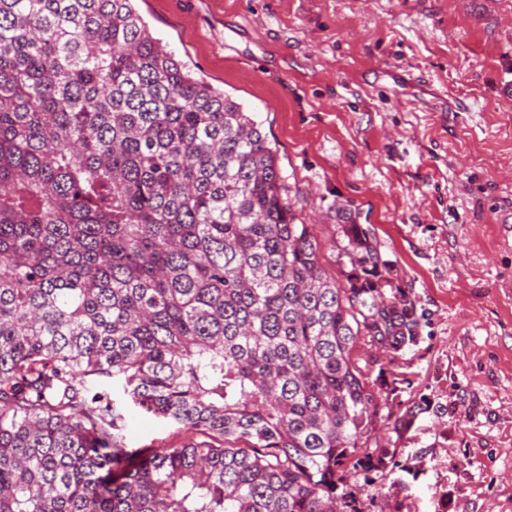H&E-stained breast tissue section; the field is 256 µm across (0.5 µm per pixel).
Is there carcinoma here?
I'll return each instance as SVG.
<instances>
[{
    "label": "carcinoma",
    "instance_id": "carcinoma-1",
    "mask_svg": "<svg viewBox=\"0 0 512 512\" xmlns=\"http://www.w3.org/2000/svg\"><path fill=\"white\" fill-rule=\"evenodd\" d=\"M340 229L336 278L133 0H0V512H360L421 316ZM125 410L200 438L129 448Z\"/></svg>",
    "mask_w": 512,
    "mask_h": 512
}]
</instances>
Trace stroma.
Segmentation results:
<instances>
[{"instance_id": "1", "label": "stroma", "mask_w": 512, "mask_h": 512, "mask_svg": "<svg viewBox=\"0 0 512 512\" xmlns=\"http://www.w3.org/2000/svg\"><path fill=\"white\" fill-rule=\"evenodd\" d=\"M196 77L252 112L319 262L340 211L374 225L421 314L401 469L360 512H512V0H135ZM135 448L185 433L130 412Z\"/></svg>"}]
</instances>
